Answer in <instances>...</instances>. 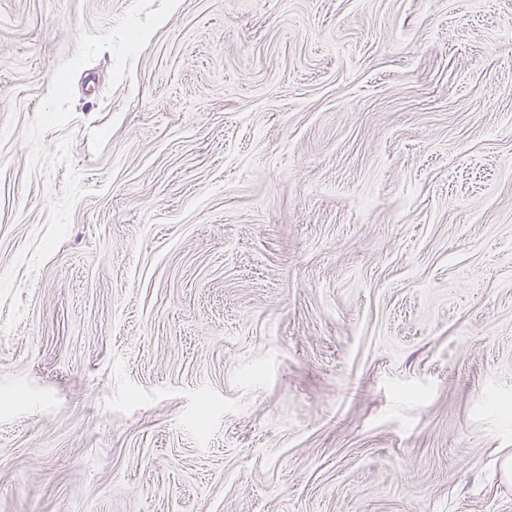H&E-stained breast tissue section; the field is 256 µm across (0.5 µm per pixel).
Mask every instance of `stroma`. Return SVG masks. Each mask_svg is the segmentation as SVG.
Instances as JSON below:
<instances>
[{"label":"stroma","mask_w":512,"mask_h":512,"mask_svg":"<svg viewBox=\"0 0 512 512\" xmlns=\"http://www.w3.org/2000/svg\"><path fill=\"white\" fill-rule=\"evenodd\" d=\"M0 0V512H512V0Z\"/></svg>","instance_id":"stroma-1"}]
</instances>
